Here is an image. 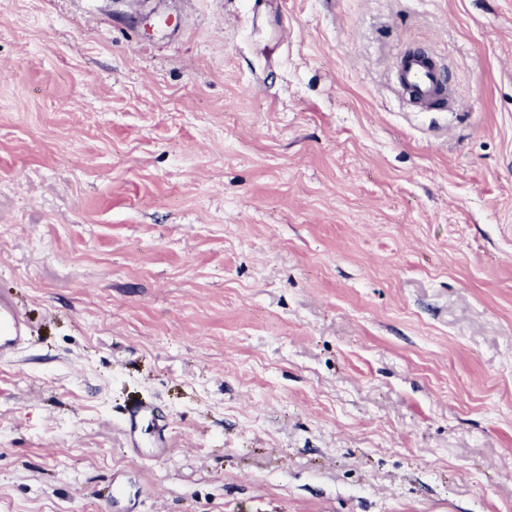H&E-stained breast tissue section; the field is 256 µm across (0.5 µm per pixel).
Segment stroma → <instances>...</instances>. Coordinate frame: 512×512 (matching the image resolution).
I'll return each instance as SVG.
<instances>
[{
	"label": "stroma",
	"instance_id": "stroma-1",
	"mask_svg": "<svg viewBox=\"0 0 512 512\" xmlns=\"http://www.w3.org/2000/svg\"><path fill=\"white\" fill-rule=\"evenodd\" d=\"M0 291V512H512V0H0ZM398 81L416 103L430 106L438 102L446 74L429 55L414 54L401 58ZM27 328L12 297L0 294V358L12 353L28 339ZM151 413L150 405L142 400H136L128 408L124 421L125 433L129 439L132 448L137 451V442L135 439V426L137 421L143 419ZM138 452V451H137Z\"/></svg>",
	"mask_w": 512,
	"mask_h": 512
}]
</instances>
